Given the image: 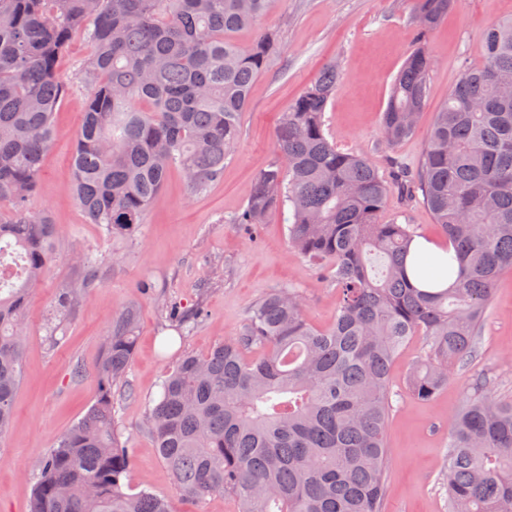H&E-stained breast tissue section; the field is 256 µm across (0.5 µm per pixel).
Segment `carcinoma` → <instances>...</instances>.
<instances>
[{
    "instance_id": "1",
    "label": "carcinoma",
    "mask_w": 512,
    "mask_h": 512,
    "mask_svg": "<svg viewBox=\"0 0 512 512\" xmlns=\"http://www.w3.org/2000/svg\"><path fill=\"white\" fill-rule=\"evenodd\" d=\"M274 0H0V438L11 425L27 341L24 314L47 271L57 225L28 211L70 86L58 60L83 29L93 52L73 153L71 190L89 223L133 234L171 171L190 192L224 174L251 89L278 41L251 29ZM453 0H416L420 33ZM481 65L461 71L428 134L416 170L391 180L363 153L328 139L324 114L336 67L323 68L283 113L277 156L260 169L234 224L288 209L299 255L336 285L333 325L305 316L296 288L270 290L238 335L166 373L147 424L180 495H231L239 512H383L389 373L410 340L424 347L408 389L434 398L476 354L494 287L512 270V20L487 28ZM434 58L413 50L382 117L397 146L417 129ZM422 191L458 262L454 285L424 292L406 258L417 236L403 211L383 219L391 187ZM97 286L101 260L77 252ZM139 312L112 320L93 367L99 393L87 413L35 464L29 512H174L169 498L125 489L133 468L113 388L126 381ZM261 349L247 359L243 352ZM446 484L452 512H512V400L479 381L449 427Z\"/></svg>"
}]
</instances>
